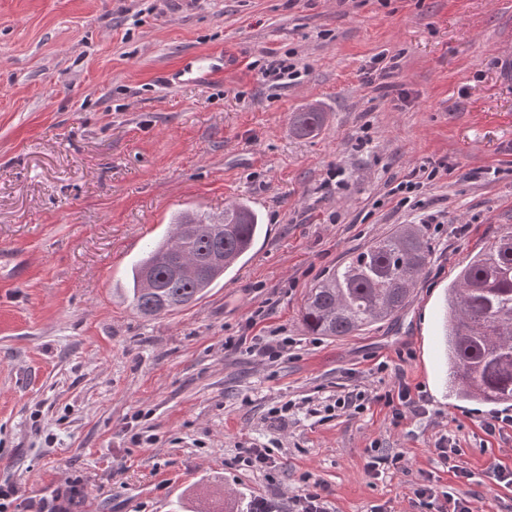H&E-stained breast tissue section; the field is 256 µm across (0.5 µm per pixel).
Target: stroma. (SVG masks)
Segmentation results:
<instances>
[{
	"mask_svg": "<svg viewBox=\"0 0 512 512\" xmlns=\"http://www.w3.org/2000/svg\"><path fill=\"white\" fill-rule=\"evenodd\" d=\"M0 0V485L33 500L82 484L69 512L280 508L305 479L334 512H426L415 490H466L477 512H512V403L449 392L438 350L444 290L512 225V0ZM223 48L221 81L165 86L163 71ZM267 47L300 70L272 89ZM395 57L397 92L367 82ZM324 114L312 136L296 112ZM439 167L399 206L391 189ZM344 173L343 187L329 184ZM248 200L267 235L195 305L141 317L124 293L143 246L189 208ZM437 212L438 224H420ZM419 224L430 263L409 304L360 334L314 336L308 289L349 253ZM265 316L254 319L256 310ZM287 339L275 358L226 339ZM403 377L425 412L394 424L381 394ZM363 393L360 411L310 402ZM294 405L272 425L271 408ZM455 437L463 484L440 461ZM271 448L252 471L240 449ZM402 470L374 474L378 452Z\"/></svg>",
	"mask_w": 512,
	"mask_h": 512,
	"instance_id": "stroma-1",
	"label": "stroma"
}]
</instances>
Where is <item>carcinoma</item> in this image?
Listing matches in <instances>:
<instances>
[{
	"label": "carcinoma",
	"instance_id": "cac0c4a2",
	"mask_svg": "<svg viewBox=\"0 0 512 512\" xmlns=\"http://www.w3.org/2000/svg\"><path fill=\"white\" fill-rule=\"evenodd\" d=\"M323 113L306 109L293 129L310 135ZM224 220V236L211 237V222ZM174 230L148 246L131 268L126 291L144 318L165 315L201 300L250 251L262 230L261 217L246 201L221 214L182 211ZM224 250V263L205 257ZM430 247L413 225H404L355 251L307 292L301 314L313 336L357 334L388 320L409 302L417 279L430 262ZM196 256V275L175 274L179 256ZM450 376L462 399L512 402V225H506L459 269L447 289L441 332Z\"/></svg>",
	"mask_w": 512,
	"mask_h": 512
}]
</instances>
